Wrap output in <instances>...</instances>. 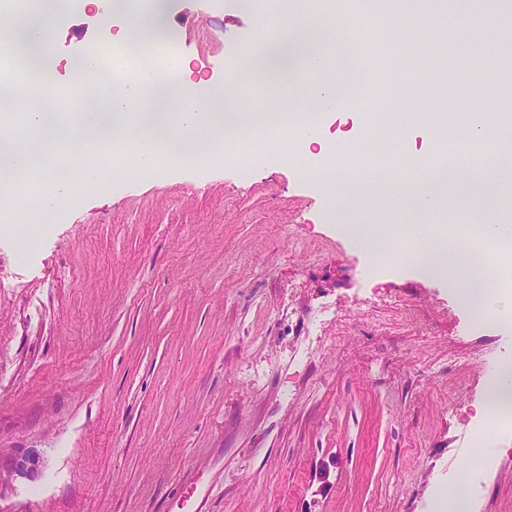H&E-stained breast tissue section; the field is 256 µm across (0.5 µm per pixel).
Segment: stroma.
Listing matches in <instances>:
<instances>
[{
    "label": "stroma",
    "mask_w": 512,
    "mask_h": 512,
    "mask_svg": "<svg viewBox=\"0 0 512 512\" xmlns=\"http://www.w3.org/2000/svg\"><path fill=\"white\" fill-rule=\"evenodd\" d=\"M83 0L56 21V91L74 96L68 59L121 45L126 20L91 28ZM386 0L356 34L383 45L382 113L405 126L457 123L512 99V77L484 103L500 54L421 28L386 39ZM170 55L201 86L226 80L255 43L238 0H169ZM297 160L239 142V160L159 166L97 186L0 233V512H432L464 484L470 512H512V431L474 455V413L512 361V323L479 321L456 285L387 266L403 233L463 208L416 215L420 170L373 166L382 143ZM382 181L331 201L336 164ZM381 224L372 252L338 234ZM35 455L37 477L15 475ZM328 470V482L319 473ZM207 495L199 503V495Z\"/></svg>",
    "instance_id": "obj_1"
}]
</instances>
